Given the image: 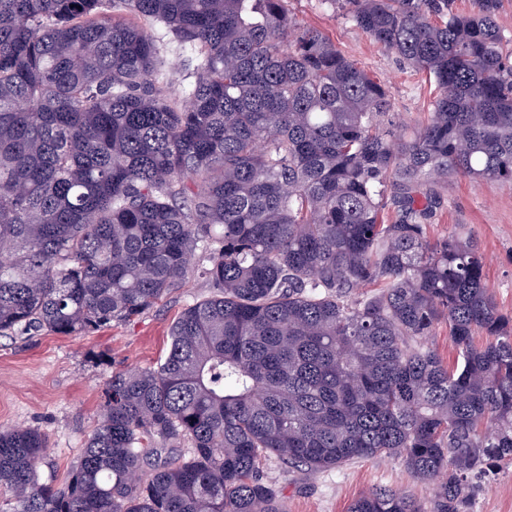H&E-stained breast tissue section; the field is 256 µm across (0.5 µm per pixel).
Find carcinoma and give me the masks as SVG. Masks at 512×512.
Masks as SVG:
<instances>
[{"instance_id":"carcinoma-1","label":"carcinoma","mask_w":512,"mask_h":512,"mask_svg":"<svg viewBox=\"0 0 512 512\" xmlns=\"http://www.w3.org/2000/svg\"><path fill=\"white\" fill-rule=\"evenodd\" d=\"M330 2L429 77L423 125L397 132L288 0H0V336L130 321L198 257L213 288L162 363L112 374L62 485L44 434L0 428V512H283L271 457L396 458L429 505L380 487L348 512H469L512 465V318L472 237L429 238L448 175L512 186L502 0Z\"/></svg>"}]
</instances>
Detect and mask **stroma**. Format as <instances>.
Masks as SVG:
<instances>
[{"mask_svg":"<svg viewBox=\"0 0 512 512\" xmlns=\"http://www.w3.org/2000/svg\"><path fill=\"white\" fill-rule=\"evenodd\" d=\"M288 8L300 24L322 29L347 58L377 77L387 90L395 124L415 127L426 120L432 95L425 74L375 44L329 0H288ZM440 192L432 239L472 236L485 256L486 279L497 306L512 316V186L477 185L452 174ZM211 293L209 282L192 272L147 314L92 335L75 338L45 331L0 337V426L33 427L46 436L47 453L37 464L43 480L60 483L75 470L98 424L113 373L150 367L164 358L173 322L188 304ZM263 474L278 486L284 512H347L355 498L379 486L422 501L430 497L429 489L394 458L354 461L316 473L272 460ZM470 512H512V466L502 468L495 480L479 481Z\"/></svg>","mask_w":512,"mask_h":512,"instance_id":"35a3bbf8","label":"stroma"}]
</instances>
